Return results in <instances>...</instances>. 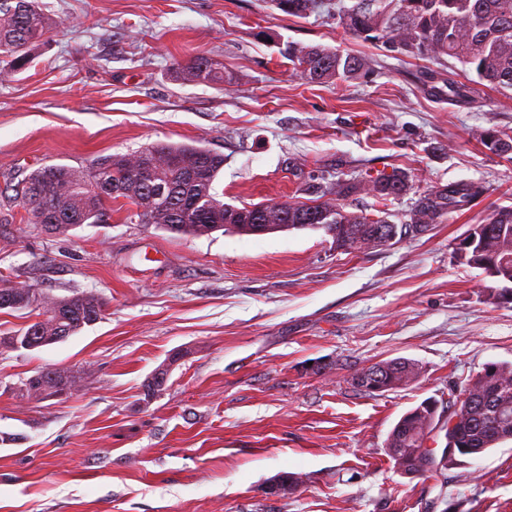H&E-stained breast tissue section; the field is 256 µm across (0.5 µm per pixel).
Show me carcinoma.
Instances as JSON below:
<instances>
[{
    "instance_id": "obj_1",
    "label": "carcinoma",
    "mask_w": 512,
    "mask_h": 512,
    "mask_svg": "<svg viewBox=\"0 0 512 512\" xmlns=\"http://www.w3.org/2000/svg\"><path fill=\"white\" fill-rule=\"evenodd\" d=\"M278 8L295 17H307L320 7L319 0H275ZM339 25L365 43L380 44L391 52L414 58L452 57L473 72L476 85L448 80L456 97L470 98L478 86L512 89V0H353L338 11ZM62 26L42 14L35 0H0V79L11 77L30 63L29 52ZM288 59L297 75L308 83H334L353 79L370 68L362 56L335 48L295 42L288 45ZM187 82L220 83L224 65L196 55L178 65ZM484 147L512 159V132L484 130ZM149 171V178L139 175ZM224 168V156L187 144H156L130 154L109 156L86 170L62 164H43L15 184L12 200L22 205L28 220L50 233L67 232L84 224H99L122 198L135 206L141 224H154L179 236H204L217 231L254 234L256 221L266 232L316 226L324 229L336 248L355 251L388 245L397 239L428 232L448 213L471 205L483 194L475 182H457L415 192L417 199L408 220L396 224L384 210L388 202L413 190L410 175L394 169L361 177H339L309 184L306 201L234 207L224 203L214 181ZM364 193L379 206L377 213L346 210L343 201ZM475 244L459 248V259L488 274L496 282H512V207L498 208L483 224L470 226ZM17 309H28L43 320L34 323L42 346L58 336H73L89 326L90 315L103 306L101 297L82 293L67 298L47 297L28 285H12ZM67 307L68 321L60 322L56 308ZM360 373L377 384L380 392L397 389L420 374L419 365L407 358L380 361ZM38 390L48 398L58 392L57 371H38ZM461 408L444 421L437 418V401L419 404L393 426L386 447L396 450L394 465L433 477L448 470L457 457L485 452L512 440V363H495L472 376L464 386ZM456 442L458 456L445 462L420 457L417 449L435 430Z\"/></svg>"
}]
</instances>
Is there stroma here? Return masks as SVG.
Instances as JSON below:
<instances>
[{"instance_id": "35a3bbf8", "label": "stroma", "mask_w": 512, "mask_h": 512, "mask_svg": "<svg viewBox=\"0 0 512 512\" xmlns=\"http://www.w3.org/2000/svg\"><path fill=\"white\" fill-rule=\"evenodd\" d=\"M65 26L0 80V188L40 163L90 167L155 143L223 154L214 187L240 207L301 199L306 181L407 170L426 188L482 183L425 234L341 252L320 228L179 237L118 200L103 224L51 234L22 207L0 224V280L55 297L94 293L96 324L35 351L0 350V512H512V440L459 458L445 485L395 469L386 441L427 398L512 363V303L462 263L470 225L512 206V161L479 131L512 130V91L442 93L461 64L352 38L327 5L293 18L270 0H40ZM371 59L365 78L309 83L288 43ZM224 65L221 84L179 63ZM415 360L377 394L363 367ZM167 367L165 390L144 382ZM78 370L62 397L19 398L20 378ZM288 472L286 495L265 487ZM179 77L187 82L224 83V65L205 55H196L178 64Z\"/></svg>"}]
</instances>
